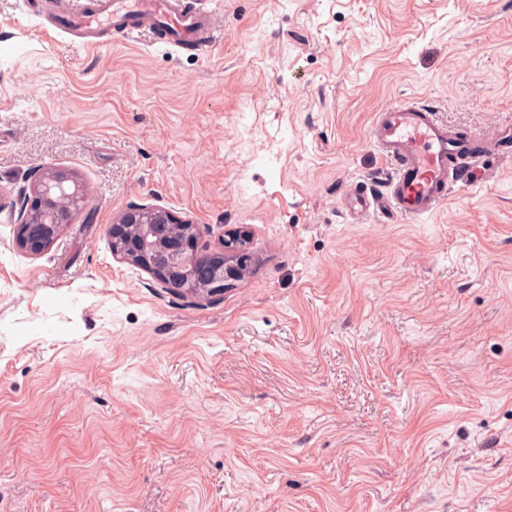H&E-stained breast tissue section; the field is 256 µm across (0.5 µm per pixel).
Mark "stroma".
Listing matches in <instances>:
<instances>
[{
  "label": "stroma",
  "mask_w": 512,
  "mask_h": 512,
  "mask_svg": "<svg viewBox=\"0 0 512 512\" xmlns=\"http://www.w3.org/2000/svg\"><path fill=\"white\" fill-rule=\"evenodd\" d=\"M205 52L51 34L0 0V512H512V160L436 213L344 195L376 112L512 124V0H210ZM70 170L41 256L18 200ZM147 204L253 259L209 297L112 254ZM58 196L68 199L66 207L57 204ZM85 207V187L77 176L63 170L41 173L31 184L28 196L19 199L17 248L30 257L40 256L74 224L76 215Z\"/></svg>",
  "instance_id": "1"
}]
</instances>
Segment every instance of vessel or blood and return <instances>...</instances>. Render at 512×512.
Returning a JSON list of instances; mask_svg holds the SVG:
<instances>
[{
  "label": "vessel or blood",
  "mask_w": 512,
  "mask_h": 512,
  "mask_svg": "<svg viewBox=\"0 0 512 512\" xmlns=\"http://www.w3.org/2000/svg\"><path fill=\"white\" fill-rule=\"evenodd\" d=\"M51 29L83 35L107 28L122 37L145 34L174 48L208 47L217 30L216 14L182 0H108L54 21ZM371 139L391 169L385 192L357 193L360 209L383 216L418 219L432 215L447 200L464 159L502 157L512 132L459 133L440 121L434 110L412 100L391 104L377 113Z\"/></svg>",
  "instance_id": "vessel-or-blood-1"
}]
</instances>
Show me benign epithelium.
Segmentation results:
<instances>
[{
	"mask_svg": "<svg viewBox=\"0 0 512 512\" xmlns=\"http://www.w3.org/2000/svg\"><path fill=\"white\" fill-rule=\"evenodd\" d=\"M86 207L84 184L74 174L54 170L38 175L19 199L15 244L30 257L43 254ZM112 254L173 291L212 296L242 275L241 257L252 232L238 225L222 234L219 247L201 241L199 225L171 211L136 205L110 225Z\"/></svg>",
	"mask_w": 512,
	"mask_h": 512,
	"instance_id": "7a95c632",
	"label": "benign epithelium"
}]
</instances>
